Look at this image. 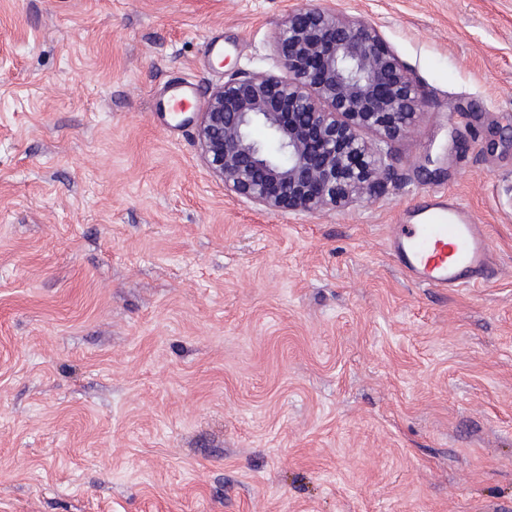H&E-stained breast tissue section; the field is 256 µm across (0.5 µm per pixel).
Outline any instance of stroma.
I'll list each match as a JSON object with an SVG mask.
<instances>
[{"label": "stroma", "mask_w": 512, "mask_h": 512, "mask_svg": "<svg viewBox=\"0 0 512 512\" xmlns=\"http://www.w3.org/2000/svg\"><path fill=\"white\" fill-rule=\"evenodd\" d=\"M313 1L423 105L381 188L294 213L225 195L197 117L284 76L306 0H0V512H512V0ZM439 190L477 287L387 249Z\"/></svg>", "instance_id": "obj_1"}]
</instances>
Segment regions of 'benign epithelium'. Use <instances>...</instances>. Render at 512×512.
I'll use <instances>...</instances> for the list:
<instances>
[{
  "label": "benign epithelium",
  "instance_id": "1",
  "mask_svg": "<svg viewBox=\"0 0 512 512\" xmlns=\"http://www.w3.org/2000/svg\"><path fill=\"white\" fill-rule=\"evenodd\" d=\"M275 51L288 77L239 71L211 90L197 126L207 169L270 212L371 193L422 108L404 65L375 28L312 7L288 12Z\"/></svg>",
  "mask_w": 512,
  "mask_h": 512
}]
</instances>
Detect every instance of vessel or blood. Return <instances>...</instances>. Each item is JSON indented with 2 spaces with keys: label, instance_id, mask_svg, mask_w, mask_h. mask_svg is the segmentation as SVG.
I'll use <instances>...</instances> for the list:
<instances>
[{
  "label": "vessel or blood",
  "instance_id": "obj_1",
  "mask_svg": "<svg viewBox=\"0 0 512 512\" xmlns=\"http://www.w3.org/2000/svg\"><path fill=\"white\" fill-rule=\"evenodd\" d=\"M388 237L398 267L425 288L474 287L494 267L484 225L444 190L392 225Z\"/></svg>",
  "mask_w": 512,
  "mask_h": 512
}]
</instances>
